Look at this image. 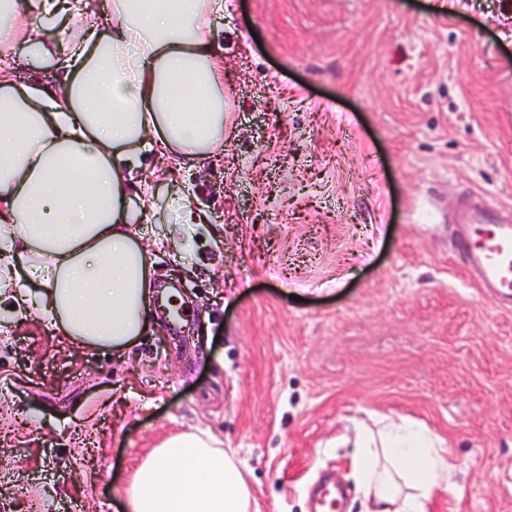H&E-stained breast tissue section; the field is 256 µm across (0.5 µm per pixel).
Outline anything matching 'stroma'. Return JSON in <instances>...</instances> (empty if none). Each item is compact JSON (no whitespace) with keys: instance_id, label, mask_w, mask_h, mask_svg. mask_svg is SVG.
Instances as JSON below:
<instances>
[{"instance_id":"stroma-1","label":"stroma","mask_w":512,"mask_h":512,"mask_svg":"<svg viewBox=\"0 0 512 512\" xmlns=\"http://www.w3.org/2000/svg\"><path fill=\"white\" fill-rule=\"evenodd\" d=\"M226 0L224 150L156 165L137 235L193 314L90 349L0 305V512H123L165 439L207 432L253 512H362L357 428L407 421L457 470L432 512H512V309L448 223L512 208V0ZM206 217L179 259L172 196Z\"/></svg>"}]
</instances>
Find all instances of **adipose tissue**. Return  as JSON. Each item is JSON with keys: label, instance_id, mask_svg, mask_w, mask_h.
<instances>
[{"label": "adipose tissue", "instance_id": "obj_1", "mask_svg": "<svg viewBox=\"0 0 512 512\" xmlns=\"http://www.w3.org/2000/svg\"><path fill=\"white\" fill-rule=\"evenodd\" d=\"M224 0H105L87 16L69 0H26L0 24L17 53L0 67V301L42 311L87 346L129 347L149 328L151 271L131 229L150 198L151 153L190 168L224 148ZM73 36L62 41L64 29ZM54 83L21 82L20 65ZM78 170L90 179L75 182ZM427 430L358 434L366 512H429L455 471ZM128 512H250L233 456L195 434L163 441L126 493Z\"/></svg>", "mask_w": 512, "mask_h": 512}]
</instances>
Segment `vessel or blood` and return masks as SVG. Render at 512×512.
<instances>
[{"mask_svg":"<svg viewBox=\"0 0 512 512\" xmlns=\"http://www.w3.org/2000/svg\"><path fill=\"white\" fill-rule=\"evenodd\" d=\"M449 221L459 227V252L467 272L501 307L512 306V212L463 201Z\"/></svg>","mask_w":512,"mask_h":512,"instance_id":"1","label":"vessel or blood"}]
</instances>
